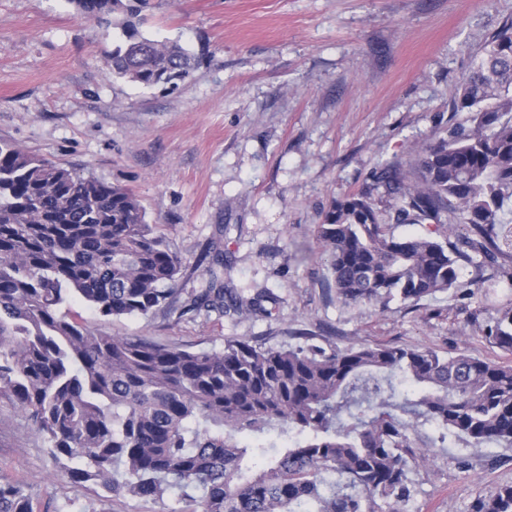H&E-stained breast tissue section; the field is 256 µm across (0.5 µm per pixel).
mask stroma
I'll use <instances>...</instances> for the list:
<instances>
[{"mask_svg": "<svg viewBox=\"0 0 512 512\" xmlns=\"http://www.w3.org/2000/svg\"><path fill=\"white\" fill-rule=\"evenodd\" d=\"M512 19V0H150L144 30L198 55L177 85L113 76L121 40L67 0H0V140L83 177L130 189L184 260L172 307L87 328L183 349L264 347L311 338L459 352L512 366L491 343L503 289L416 303L346 305L329 290L314 237L333 200L372 189L385 164L446 129L471 54ZM263 296L240 315L194 308L212 281ZM0 477L35 512H187L158 499L75 484L31 422L0 399ZM406 512H472L512 484V447L452 436L417 466Z\"/></svg>", "mask_w": 512, "mask_h": 512, "instance_id": "stroma-1", "label": "stroma"}]
</instances>
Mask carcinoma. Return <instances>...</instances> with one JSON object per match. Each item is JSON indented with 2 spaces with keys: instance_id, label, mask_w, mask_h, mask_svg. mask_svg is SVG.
<instances>
[{
  "instance_id": "1",
  "label": "carcinoma",
  "mask_w": 512,
  "mask_h": 512,
  "mask_svg": "<svg viewBox=\"0 0 512 512\" xmlns=\"http://www.w3.org/2000/svg\"><path fill=\"white\" fill-rule=\"evenodd\" d=\"M68 3L121 30L124 41L104 54L119 78L173 84L196 64L179 41L142 32L147 0ZM449 111L465 117L417 148L408 172L389 164L377 177L392 213L369 190L333 200L317 225L341 302L512 290V225L502 219L512 204V20L474 57ZM450 218L468 229L455 242ZM394 224L438 232L397 236ZM464 264L474 271L465 281ZM182 268L129 190L0 143V396L70 481L174 492L193 512H401L411 463L448 434L512 446V366L365 344L228 339L222 350L188 351L93 333L61 310L76 296L105 320L146 316L176 302ZM487 337L512 350V299ZM0 512L34 510L0 479ZM475 512H512V484Z\"/></svg>"
}]
</instances>
